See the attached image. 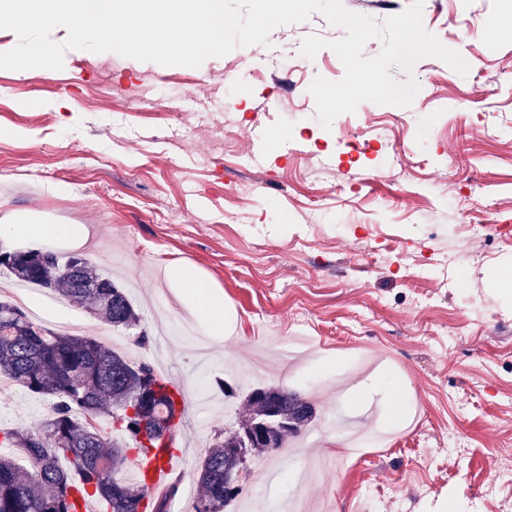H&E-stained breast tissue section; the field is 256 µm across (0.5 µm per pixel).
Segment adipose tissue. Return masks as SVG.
Masks as SVG:
<instances>
[{
	"label": "adipose tissue",
	"instance_id": "ef3b65f1",
	"mask_svg": "<svg viewBox=\"0 0 512 512\" xmlns=\"http://www.w3.org/2000/svg\"><path fill=\"white\" fill-rule=\"evenodd\" d=\"M21 240L49 246L63 242L77 249L85 247L90 236L88 228L82 224L25 221L19 224L0 225L1 243L8 246ZM166 276L181 303L197 322L206 325L209 335H223V297L213 292L189 265L167 266Z\"/></svg>",
	"mask_w": 512,
	"mask_h": 512
}]
</instances>
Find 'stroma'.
<instances>
[{"label":"stroma","instance_id":"stroma-1","mask_svg":"<svg viewBox=\"0 0 512 512\" xmlns=\"http://www.w3.org/2000/svg\"><path fill=\"white\" fill-rule=\"evenodd\" d=\"M512 0H424L423 24L469 65L426 56L407 107L361 102L323 128L309 88L345 68L321 13L198 67L68 50L60 70L0 69V219L94 229L82 253L132 285L145 328L122 353L162 360L188 410L170 512H190L196 469L262 383L316 409L277 480L244 484L279 512L306 463L311 512H512ZM279 132L257 148L254 132ZM478 224L492 225L476 236ZM193 265L224 298L231 335L206 337L162 278ZM402 388L407 417L359 408L370 375ZM236 382L234 397L221 384ZM42 400L0 389V425Z\"/></svg>","mask_w":512,"mask_h":512}]
</instances>
